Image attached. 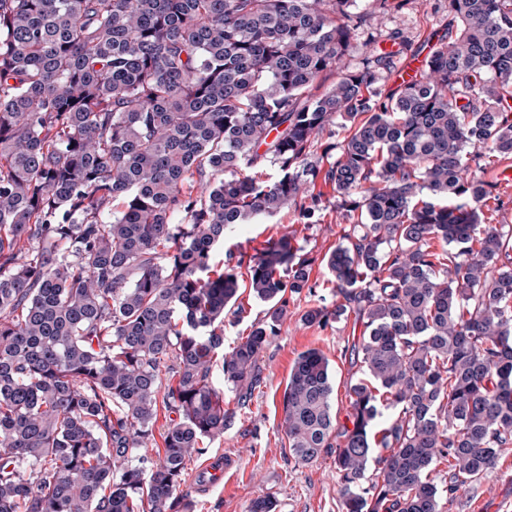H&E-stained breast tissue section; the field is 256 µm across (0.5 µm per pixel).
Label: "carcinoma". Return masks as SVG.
I'll return each instance as SVG.
<instances>
[{
  "mask_svg": "<svg viewBox=\"0 0 512 512\" xmlns=\"http://www.w3.org/2000/svg\"><path fill=\"white\" fill-rule=\"evenodd\" d=\"M352 2L0 0V512H181L234 418L212 371L243 257L214 252L284 210L323 223L319 182L349 230L323 257L336 304L303 320L353 314L360 377L341 422L328 359L297 357L288 455H335L346 512H442L512 445V233L482 178L512 157V0H448L455 36L387 95L383 35L342 68ZM251 262L270 307L224 353L241 405L288 297L316 294L289 235Z\"/></svg>",
  "mask_w": 512,
  "mask_h": 512,
  "instance_id": "obj_1",
  "label": "carcinoma"
}]
</instances>
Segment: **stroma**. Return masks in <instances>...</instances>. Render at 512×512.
<instances>
[{
  "label": "stroma",
  "instance_id": "1",
  "mask_svg": "<svg viewBox=\"0 0 512 512\" xmlns=\"http://www.w3.org/2000/svg\"><path fill=\"white\" fill-rule=\"evenodd\" d=\"M370 22L382 34H398L411 51L424 48L428 36L447 33L451 26L447 0H412L403 14H378ZM316 189L327 201L323 223L304 226L297 213L285 210L239 225L217 248L216 259L231 251L256 255L269 237L288 233L302 252L322 257L336 245L347 224L336 212L331 188L320 183ZM312 278L319 284L317 297L290 298L288 316L263 353L260 381L246 403H239L225 382L223 368L215 367L213 383L224 395L225 408L235 417L223 436L205 441L203 454L191 459L188 471L196 473L204 462L219 455L233 466L208 495L190 494L189 512H248L253 499L267 495L275 500L276 512H345L333 455H322L310 464L295 463L288 456L280 428L288 374L298 355L309 349L320 351L329 360L335 375L336 409L341 414L347 411L346 386L355 372L346 355L353 324L340 321L318 327L302 321V314L317 298H324L329 305L336 301L328 271L319 262ZM443 512H512V447L504 449L496 465L477 481L460 488Z\"/></svg>",
  "mask_w": 512,
  "mask_h": 512
}]
</instances>
